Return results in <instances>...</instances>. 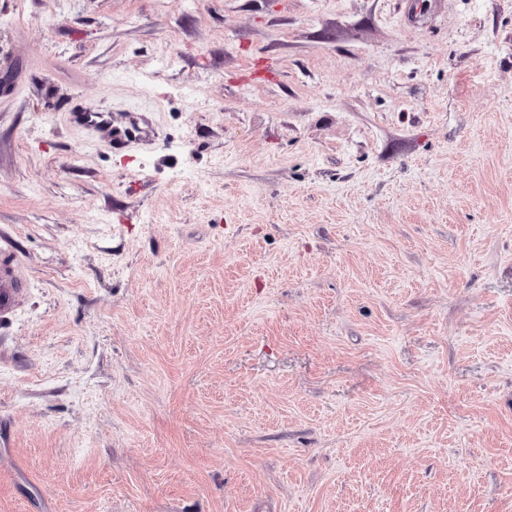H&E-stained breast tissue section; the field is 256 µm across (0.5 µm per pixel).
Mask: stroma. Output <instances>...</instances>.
<instances>
[{"mask_svg":"<svg viewBox=\"0 0 512 512\" xmlns=\"http://www.w3.org/2000/svg\"><path fill=\"white\" fill-rule=\"evenodd\" d=\"M412 5L0 0V512H512V0ZM22 288L18 279L13 261L8 255L0 257V323L9 321L15 300Z\"/></svg>","mask_w":512,"mask_h":512,"instance_id":"stroma-1","label":"stroma"}]
</instances>
